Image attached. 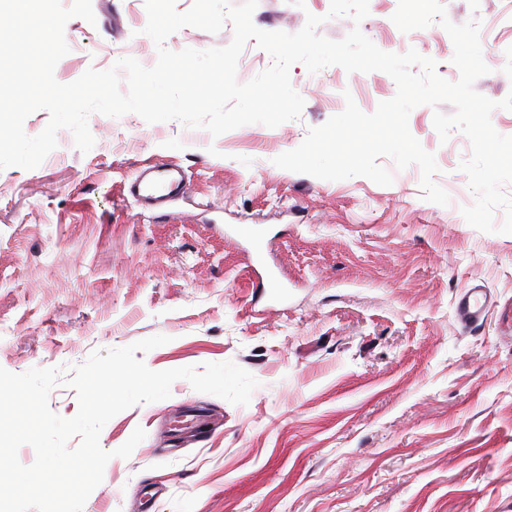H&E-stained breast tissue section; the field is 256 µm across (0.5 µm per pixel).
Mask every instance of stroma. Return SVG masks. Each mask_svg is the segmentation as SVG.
Returning <instances> with one entry per match:
<instances>
[{"label": "stroma", "instance_id": "1", "mask_svg": "<svg viewBox=\"0 0 512 512\" xmlns=\"http://www.w3.org/2000/svg\"><path fill=\"white\" fill-rule=\"evenodd\" d=\"M399 0H369L362 32L381 50L416 49L454 81L453 43L439 25L401 32ZM330 0H259L254 24L298 32ZM95 23L65 27L55 68L70 83L123 57L157 61L145 0H92ZM456 24L481 23L490 72L474 88L512 91V0H446ZM299 119L220 137L134 113L92 114L95 145L69 130L32 170H0V367L72 370L94 350L163 334L142 356L152 370L231 361L258 381L234 405L175 381L169 398L113 417L111 451L135 428L129 459H111L83 512H512V338L497 312L463 328L456 301L483 284L512 300V234L470 226L460 208L422 197L418 167L381 186L276 167L309 128L353 97L373 113L396 93L386 73L290 68ZM433 108L409 130L434 154L441 187L466 183L461 132L441 142ZM149 164L183 170L189 190L167 213L137 205L128 184ZM234 224L265 230L264 264L288 277L259 291L252 244Z\"/></svg>", "mask_w": 512, "mask_h": 512}]
</instances>
